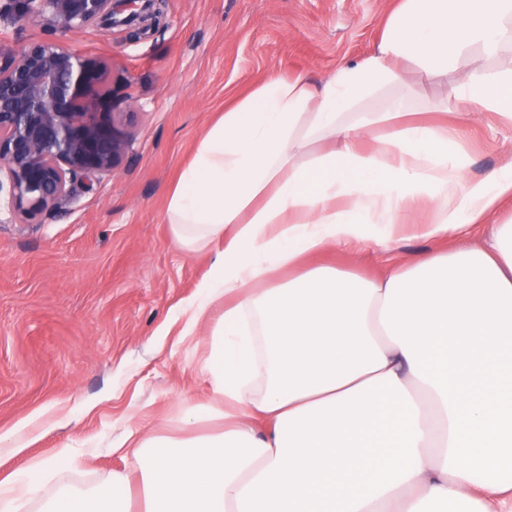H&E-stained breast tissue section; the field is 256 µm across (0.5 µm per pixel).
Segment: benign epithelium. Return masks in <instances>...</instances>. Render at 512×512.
Segmentation results:
<instances>
[{"label":"benign epithelium","mask_w":512,"mask_h":512,"mask_svg":"<svg viewBox=\"0 0 512 512\" xmlns=\"http://www.w3.org/2000/svg\"><path fill=\"white\" fill-rule=\"evenodd\" d=\"M118 0H0V21L48 38L0 49V191L8 211L25 223L59 213L78 193L112 177L130 146L115 119L97 111L112 91L98 65L54 38L114 24Z\"/></svg>","instance_id":"7a95c632"}]
</instances>
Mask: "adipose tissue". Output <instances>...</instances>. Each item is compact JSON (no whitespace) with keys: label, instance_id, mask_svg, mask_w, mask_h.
<instances>
[{"label":"adipose tissue","instance_id":"ef3b65f1","mask_svg":"<svg viewBox=\"0 0 512 512\" xmlns=\"http://www.w3.org/2000/svg\"><path fill=\"white\" fill-rule=\"evenodd\" d=\"M508 58L512 0H400L372 54L318 83L268 76L199 138L167 218L180 248L215 250L179 317L192 336L224 305L188 415L217 427L115 443L142 512L512 508V218L381 276L306 262L499 216L512 159L469 178L447 118L463 99L512 123V67L490 66ZM412 72L453 75L440 121L416 122ZM45 512H132L129 477Z\"/></svg>","mask_w":512,"mask_h":512}]
</instances>
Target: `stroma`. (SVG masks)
I'll list each match as a JSON object with an SVG mask.
<instances>
[{
    "label": "stroma",
    "mask_w": 512,
    "mask_h": 512,
    "mask_svg": "<svg viewBox=\"0 0 512 512\" xmlns=\"http://www.w3.org/2000/svg\"><path fill=\"white\" fill-rule=\"evenodd\" d=\"M398 0H161L158 18L59 34L106 65L117 131L131 146L110 180L75 209L30 223L0 212V479L52 467L19 512H42L60 487L92 488L135 475L112 450L139 425L179 436L202 401L208 326L181 336L180 308L213 252L182 251L167 221L169 189L224 105L271 74L318 81L376 48ZM470 178L499 167L512 124H456ZM422 239L389 249L337 246L326 260L378 275L435 249ZM68 449L59 458L60 449Z\"/></svg>",
    "instance_id": "1"
}]
</instances>
